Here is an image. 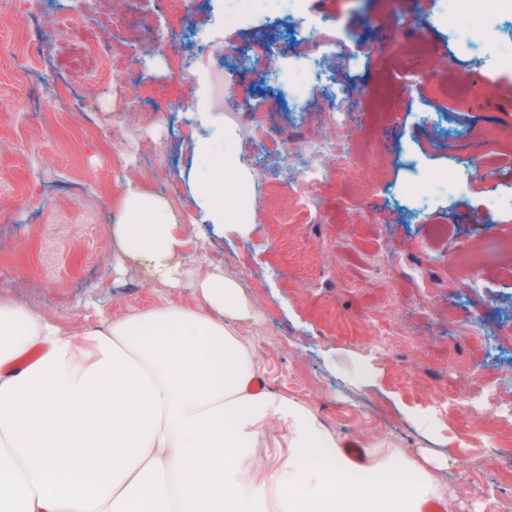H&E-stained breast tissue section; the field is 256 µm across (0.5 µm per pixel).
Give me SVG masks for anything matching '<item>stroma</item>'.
I'll list each match as a JSON object with an SVG mask.
<instances>
[{"label":"stroma","mask_w":512,"mask_h":512,"mask_svg":"<svg viewBox=\"0 0 512 512\" xmlns=\"http://www.w3.org/2000/svg\"><path fill=\"white\" fill-rule=\"evenodd\" d=\"M31 1L0 0V296L69 330L188 299V289L158 285L113 252L117 182L156 190L182 215L186 278L219 261L243 282L268 388L306 404L342 442L450 457L443 478L458 496L454 512H494L512 500V422L469 409L474 369L512 403V265L480 259L485 239L512 231V149L483 175L455 180L458 157L474 152L460 129L512 128V102L501 94L512 86V15L493 19L495 34L476 52L450 33L448 0H305L325 41L357 58L333 77L358 103L346 137L353 161L313 189L323 223H307L300 204L283 212L260 200L246 232L216 234L198 221L189 185L196 144L180 137L178 120L196 103L213 109L209 91L182 73L189 62L208 72L215 49H194L183 33L213 29L218 0H196L187 14L146 8L113 26L84 14L81 0H35L50 48L38 61L22 50ZM408 19L422 23L429 52L399 64L394 38ZM275 31L273 18L258 16L223 30L217 49L251 52ZM90 37L123 59L110 80L80 81L91 124L73 111L67 87ZM286 63L264 56L240 76L244 113L274 116L266 85ZM457 68L482 78L441 94L439 80ZM159 157L170 175L158 188L148 172ZM437 224L447 226L445 240L430 239ZM460 250L466 260L456 259ZM475 320L500 337H471ZM397 334L404 344L371 360L374 344ZM443 398L440 415L433 404ZM469 430L481 443L465 444Z\"/></svg>","instance_id":"stroma-1"}]
</instances>
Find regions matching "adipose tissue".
Instances as JSON below:
<instances>
[{"label": "adipose tissue", "mask_w": 512, "mask_h": 512, "mask_svg": "<svg viewBox=\"0 0 512 512\" xmlns=\"http://www.w3.org/2000/svg\"><path fill=\"white\" fill-rule=\"evenodd\" d=\"M197 154L200 223L245 229L223 123ZM116 209L120 258L191 300L66 330L0 297V512H421L447 497L444 462L389 447L353 463L306 405L255 389L240 280L214 267L184 282L160 195L127 183Z\"/></svg>", "instance_id": "adipose-tissue-1"}]
</instances>
